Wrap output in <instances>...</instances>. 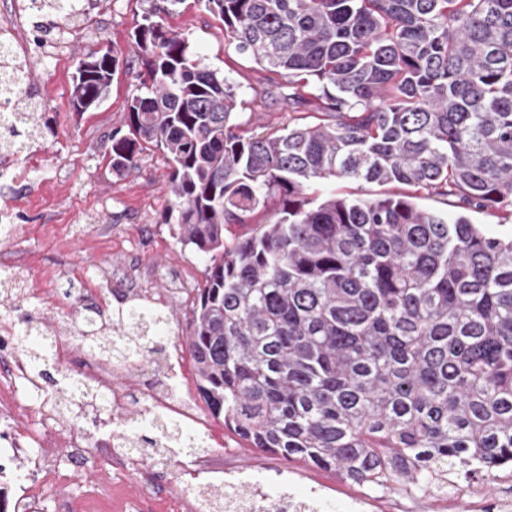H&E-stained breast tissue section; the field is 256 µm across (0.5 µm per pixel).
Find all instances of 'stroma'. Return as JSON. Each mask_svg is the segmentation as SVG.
<instances>
[{"label":"stroma","mask_w":512,"mask_h":512,"mask_svg":"<svg viewBox=\"0 0 512 512\" xmlns=\"http://www.w3.org/2000/svg\"><path fill=\"white\" fill-rule=\"evenodd\" d=\"M84 4L82 25L55 19L61 50L32 58L34 85L46 104L39 121L55 132L20 155L11 177L0 178V256L16 261L15 281L8 286L12 301L0 305V322L17 325L24 314H31L56 334L63 370L81 374L90 357L79 339L83 304L115 313L127 290L119 277L135 267L154 296L163 299L158 309L168 317V335L161 352L137 366L115 369L114 386L133 396L97 423L49 414L25 379H18L11 392L24 409L12 416L8 433H0V483L8 484L16 500L39 483L46 467L57 468L66 492L44 500L43 512H69L71 496L83 498L93 512H112L116 491L164 512L170 499L195 498L197 489L215 486L217 477L232 467L254 474L292 469L304 482L338 483L345 491H357V483L299 459L261 452L225 427L198 394L191 357L183 359L181 383H164V372L172 368L171 345L184 341L190 301L205 283V264L193 246L179 242L174 225L162 221L171 200L162 155L148 151L137 167L112 170L110 135L122 127L127 100L144 70L131 50L130 32L148 9V0ZM167 22L204 55L211 69L238 85L246 102L240 114L246 128L287 124L292 117L287 85L238 54L199 0H185ZM104 45L121 52L123 63L104 102L76 113L71 91L78 62ZM257 94L262 104H253ZM160 391L170 405L169 417L203 437L208 467L188 470L176 460L155 464L108 446L116 423L141 422L147 413L158 411L153 395ZM13 437L21 440V447H10Z\"/></svg>","instance_id":"1"}]
</instances>
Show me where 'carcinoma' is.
<instances>
[{"label":"carcinoma","instance_id":"1","mask_svg":"<svg viewBox=\"0 0 512 512\" xmlns=\"http://www.w3.org/2000/svg\"><path fill=\"white\" fill-rule=\"evenodd\" d=\"M152 0L131 34L146 74L112 132V169L153 148L172 195L164 223L206 263L186 339L213 415L263 452L372 487L428 493L458 467L489 484L512 465V235L420 207L430 191L478 210L512 208V0H200L241 55L288 83L307 113L255 133L237 84L219 77ZM68 0H31L44 15ZM122 64L106 47L79 62L74 111L107 95ZM24 105L0 119V148L42 134L31 65L10 63ZM331 178L406 192L319 200ZM256 232L224 241V225ZM79 331L131 366L156 350L165 317L130 300L87 308ZM38 350L28 384L60 376L75 417L112 410ZM116 336L106 335L114 326ZM185 453L203 438L153 413Z\"/></svg>","mask_w":512,"mask_h":512}]
</instances>
